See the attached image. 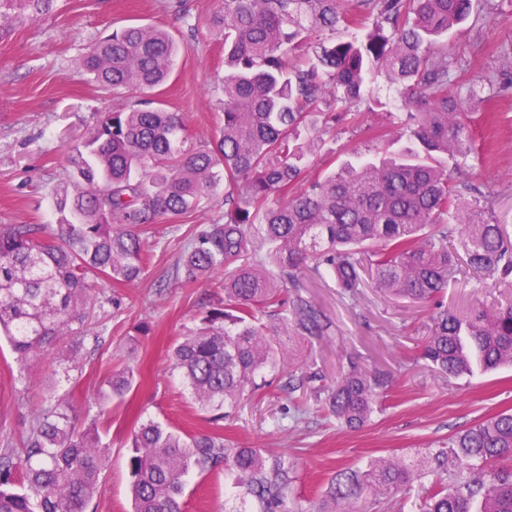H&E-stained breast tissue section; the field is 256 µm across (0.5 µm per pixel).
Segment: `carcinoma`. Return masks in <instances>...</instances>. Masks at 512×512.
<instances>
[{
    "label": "carcinoma",
    "instance_id": "cac0c4a2",
    "mask_svg": "<svg viewBox=\"0 0 512 512\" xmlns=\"http://www.w3.org/2000/svg\"><path fill=\"white\" fill-rule=\"evenodd\" d=\"M53 0H0V31ZM478 0H222L212 17L224 32L220 133L188 144L185 124L152 91L175 65L177 46L157 26L100 38L81 69L104 88L143 94L105 114L69 155L68 180L53 189L57 224L0 225V333L16 362L34 365L83 327L95 281L116 288L150 263L141 232L163 215L195 209L224 184V222L203 224L181 252L175 279L224 273V304L203 306L198 327L170 360L198 405L223 409L260 399L272 385L322 406L349 429L371 418L385 382L356 366L329 381L295 366L299 346L331 323L302 294L312 263L353 292L364 277L389 297L431 304L421 356L450 378L512 366V294L459 317L441 295L465 270L480 282L512 276V239L487 199L462 200L453 170L472 151L454 90L448 31ZM384 76L407 107L395 137L418 143L403 159L310 176L317 133L340 117L360 121L372 84ZM134 371L106 379L102 396L123 399ZM133 512H180L186 477L224 466L256 512H304L288 462L262 448H227L218 434L181 435L147 420L129 438ZM512 413L448 439L431 465L378 458L341 468L316 512H355L368 497L396 496L432 477L421 512H512ZM107 461L98 420L80 425L59 400L33 417L24 454L0 450V512H86Z\"/></svg>",
    "mask_w": 512,
    "mask_h": 512
}]
</instances>
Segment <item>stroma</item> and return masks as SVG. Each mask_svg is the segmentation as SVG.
Returning a JSON list of instances; mask_svg holds the SVG:
<instances>
[{
    "mask_svg": "<svg viewBox=\"0 0 512 512\" xmlns=\"http://www.w3.org/2000/svg\"><path fill=\"white\" fill-rule=\"evenodd\" d=\"M217 6L218 0H54L49 12L14 23L0 36V224L55 222L50 193L69 172L71 148L104 113L137 100L135 92L89 81L77 65L94 40L115 29L153 24L171 35L178 56L159 98L182 115L193 142L214 137L224 97V41L208 24ZM477 11L455 35L463 49L457 80L475 95L467 106L474 149L454 183L469 198L492 195L499 223L512 234V0H481ZM405 117L400 106L383 105L361 123L338 122L321 138L313 173L339 168L359 153L374 155L376 134H392ZM223 216L219 189L188 214L145 231L152 259L142 278L123 288L99 285L94 317L78 343H58L30 371L0 340V448L22 449L35 411L64 396L80 423L108 412L103 441L109 463L88 512H131L128 437L148 419L183 433L217 432L230 447L286 457L295 469L294 494L308 510L338 469L372 457H416L512 410V368L449 379L420 358L429 304L387 297L368 283L345 294L306 267L303 294L329 319L332 333L304 346L296 358L313 360L330 379L351 363L385 374L387 387L371 421L351 431L315 405L295 412L289 395L275 389L229 410L222 425L210 423L168 353L196 327L201 302L224 298L223 275L188 285L174 279L198 225ZM494 297L491 285L462 274L449 283L444 302L461 315ZM126 365L136 376L132 392L124 401L104 402L106 377ZM224 485L223 471L192 472L182 512H250V504Z\"/></svg>",
    "mask_w": 512,
    "mask_h": 512,
    "instance_id": "stroma-1",
    "label": "stroma"
}]
</instances>
